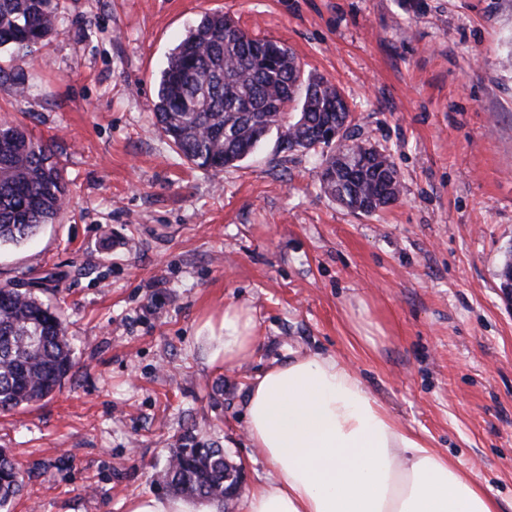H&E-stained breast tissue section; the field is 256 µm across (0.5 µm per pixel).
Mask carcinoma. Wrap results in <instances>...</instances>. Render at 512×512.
<instances>
[{
    "label": "carcinoma",
    "instance_id": "obj_1",
    "mask_svg": "<svg viewBox=\"0 0 512 512\" xmlns=\"http://www.w3.org/2000/svg\"><path fill=\"white\" fill-rule=\"evenodd\" d=\"M59 0H0V47L45 45L56 33ZM300 102V115L284 108ZM158 130L191 165L216 173L237 167L273 130L288 149L321 148L319 178L342 207L373 214L400 196L390 155L362 163L366 150L320 140L323 128L351 129L349 104L323 76L305 72L286 44L260 40L222 13H206L172 49L156 82ZM69 194L51 146L26 128L0 122V245H19L53 224ZM73 369L59 314L35 293L0 285V413L53 394ZM224 449L176 434L157 483L176 498L205 500L224 512ZM23 490L21 471L0 448V512Z\"/></svg>",
    "mask_w": 512,
    "mask_h": 512
}]
</instances>
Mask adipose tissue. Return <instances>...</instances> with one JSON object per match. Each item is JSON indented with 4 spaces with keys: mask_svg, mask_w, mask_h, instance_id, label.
Wrapping results in <instances>:
<instances>
[{
    "mask_svg": "<svg viewBox=\"0 0 512 512\" xmlns=\"http://www.w3.org/2000/svg\"><path fill=\"white\" fill-rule=\"evenodd\" d=\"M224 363L257 344L248 309L225 308ZM247 435L270 476L243 512H497L469 474L406 428L332 355H302L253 380Z\"/></svg>",
    "mask_w": 512,
    "mask_h": 512,
    "instance_id": "ef3b65f1",
    "label": "adipose tissue"
}]
</instances>
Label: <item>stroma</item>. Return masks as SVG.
<instances>
[{
    "instance_id": "35a3bbf8",
    "label": "stroma",
    "mask_w": 512,
    "mask_h": 512,
    "mask_svg": "<svg viewBox=\"0 0 512 512\" xmlns=\"http://www.w3.org/2000/svg\"><path fill=\"white\" fill-rule=\"evenodd\" d=\"M287 42L391 154L397 202L370 215L322 189L321 156L269 136L240 166H192L155 127L154 83L201 14ZM0 120L52 145L55 223L0 247V283L59 310L75 366L0 414L24 475L11 512H128L163 495L170 438L219 442L268 476L243 417L272 364L333 355L512 512V0H60L45 47L0 48ZM25 79L17 94L13 77ZM248 307L255 351L224 364ZM222 327L224 328V364L232 366L252 353L256 347L254 321L248 309L230 305L224 308Z\"/></svg>"
}]
</instances>
